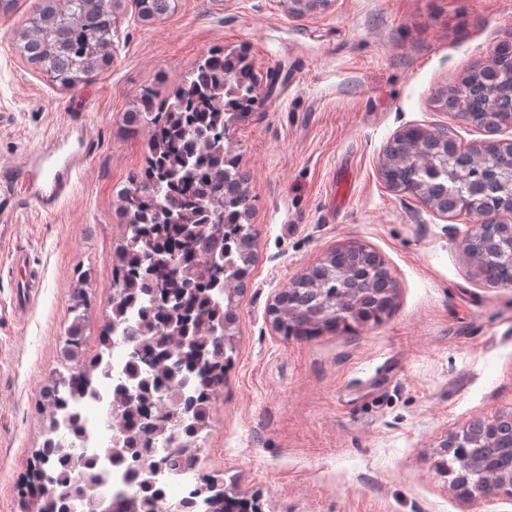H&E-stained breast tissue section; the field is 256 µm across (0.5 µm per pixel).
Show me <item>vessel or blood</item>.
I'll return each mask as SVG.
<instances>
[{
    "label": "vessel or blood",
    "instance_id": "b4317fda",
    "mask_svg": "<svg viewBox=\"0 0 512 512\" xmlns=\"http://www.w3.org/2000/svg\"><path fill=\"white\" fill-rule=\"evenodd\" d=\"M95 150V141L84 135L73 147L67 137L52 138L41 151L20 161L21 176L13 187L14 194L39 208L53 209L69 191L73 174Z\"/></svg>",
    "mask_w": 512,
    "mask_h": 512
}]
</instances>
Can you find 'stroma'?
<instances>
[{"mask_svg":"<svg viewBox=\"0 0 512 512\" xmlns=\"http://www.w3.org/2000/svg\"><path fill=\"white\" fill-rule=\"evenodd\" d=\"M37 0L0 10V197L13 165L50 135L84 127L97 149L55 210L16 199L0 241V304L27 254L29 308L0 320V512H18L43 441L40 392L59 369L70 298L90 273L83 357L98 352L125 227L116 195L147 164V129L123 115L139 92L171 95L213 48H244L259 106L230 132L254 197L257 262L235 304V350L199 439L201 474L263 512H512V496L465 497L438 477L440 444L512 413V287L485 282L461 244L474 224L387 187L384 149L402 127L448 128L462 148L512 141L441 107L437 95L512 34V0H177L139 19L116 0L112 60L59 88L21 54ZM373 250L396 283L393 310L354 335L284 339L270 308L337 246Z\"/></svg>","mask_w":512,"mask_h":512,"instance_id":"obj_1","label":"stroma"}]
</instances>
